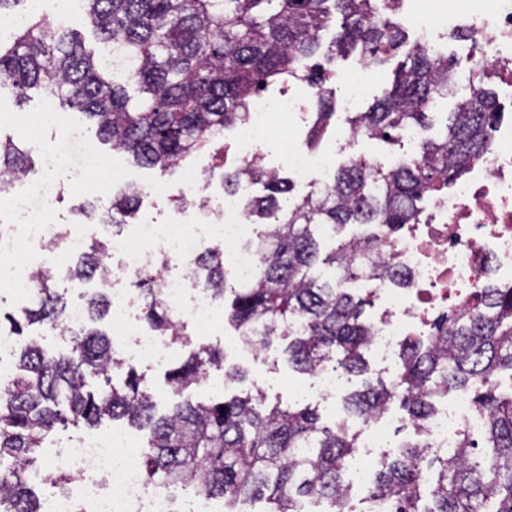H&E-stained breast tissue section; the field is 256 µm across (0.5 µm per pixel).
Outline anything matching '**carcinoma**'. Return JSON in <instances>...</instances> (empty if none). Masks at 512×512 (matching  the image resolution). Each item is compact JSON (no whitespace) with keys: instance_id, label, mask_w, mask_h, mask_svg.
I'll list each match as a JSON object with an SVG mask.
<instances>
[{"instance_id":"carcinoma-1","label":"carcinoma","mask_w":512,"mask_h":512,"mask_svg":"<svg viewBox=\"0 0 512 512\" xmlns=\"http://www.w3.org/2000/svg\"><path fill=\"white\" fill-rule=\"evenodd\" d=\"M395 2L82 0L80 19L69 28L52 29L29 12L0 37V85H11L20 103L36 89L78 109L95 121L100 141L166 172L214 146L243 119L253 97L300 73L319 108L314 143L334 115L323 89L327 70L313 62L321 32L341 16L332 55L355 52L380 64L406 41L392 21ZM84 30L103 45L101 53L86 46ZM453 66V59L426 48L407 50L391 87L354 125L373 137L424 127L430 105L448 97ZM504 109L493 89L478 83L455 103L443 135L422 142L418 155L391 169L352 161L334 173L330 188L286 209L279 196L291 188L279 172L249 165L222 173L226 190L243 176L263 185L266 194L250 199L248 216L268 221L253 239L260 253L253 283L237 282L217 250L198 260L200 284L224 300V322L242 337L261 329L256 355L288 340L284 354L301 373L334 361L348 373L368 374L364 352L373 326L362 319L365 301L343 283L395 278L397 268L379 259L371 237L343 236L323 256L319 230L381 224L391 231L413 223L423 195L448 186L479 156ZM32 168L29 151L0 140V186ZM142 196L136 185L114 191L106 223H127ZM104 249L95 242L77 258V279L104 274ZM34 283L37 307L24 310L23 323L10 319L13 336H24L26 326L53 331L65 322L66 303L52 278L38 275ZM141 291L149 329L180 342L184 326L161 300L158 283L143 282ZM428 327L426 339L400 344L401 371L392 382L365 379L345 407L367 419L396 405L418 427L439 396L461 391L482 420V443L464 435L456 453L443 457L414 439L378 463L369 498L388 512H512V391L500 390L498 381L499 372L512 373V288L494 284L468 312H443ZM223 360L222 349L198 347L166 373L172 393L180 397L207 380ZM104 418L143 432L149 481L222 498L224 512H248L246 506L261 500L269 504L266 512H298L306 498L348 512L344 476L358 434L322 424L308 406L269 408L259 389L207 404L185 399L159 415L145 374L98 330L82 331L65 355L33 339L18 347L14 373L0 386V512H40L32 475L48 434L58 425L93 426ZM424 461L434 476L430 487L420 474Z\"/></svg>"}]
</instances>
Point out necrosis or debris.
<instances>
[{
  "instance_id": "4bbe7bcc",
  "label": "necrosis or debris",
  "mask_w": 512,
  "mask_h": 512,
  "mask_svg": "<svg viewBox=\"0 0 512 512\" xmlns=\"http://www.w3.org/2000/svg\"><path fill=\"white\" fill-rule=\"evenodd\" d=\"M459 9L448 0H399L397 9L408 24L412 42L431 50L441 49L459 27H466L481 50L478 67L496 80L512 98V0H459ZM308 87L297 86L275 98L256 96L245 120L236 128L239 166L262 161L261 144L271 133L274 114L288 115L295 125L305 124ZM78 132L68 139L41 147V180H13L6 189L9 205L0 208V279L10 282L18 296H25L36 271L55 281H69L66 257L81 255L90 241L107 245L105 273L97 287L112 297L113 334L125 344L139 365L166 364L169 345L147 330L136 316L138 293L129 286L144 279L152 256L181 267L176 277H163V299L179 323H191L206 336L212 323V299L194 285L191 268L208 238L223 244L232 257V272L242 283L252 282L258 255L247 248L250 227L245 224V188L216 197L205 196L203 211L212 215L209 231L185 220L152 221L134 233L114 232L108 224H75L58 229L46 216L58 197L50 173L67 157ZM279 165L287 170L293 186L319 191L328 178H317L330 161L309 146L288 137L279 148ZM415 223L379 233L377 225L362 224L359 236H377L384 258L401 272L395 281L365 280L379 314L369 349L381 358L395 354L400 343L419 335L430 315L460 309L484 296L491 284L512 288V119L500 122L488 147L474 159L460 181L448 189L427 194ZM366 438L356 455L353 474L367 487V471L378 448L396 452L402 419L394 412L365 421ZM482 423L470 397L462 392L445 394L420 430L423 443L443 453L458 448L462 434L478 435ZM53 470L39 471L36 483L48 484L55 472L66 473L69 490L48 496L43 512H214L209 499L195 495L174 506L169 489L147 483L138 450L129 448L126 433L109 429L77 439L53 457Z\"/></svg>"
}]
</instances>
